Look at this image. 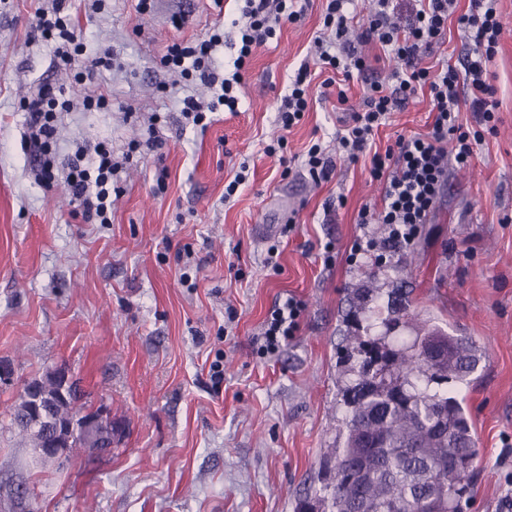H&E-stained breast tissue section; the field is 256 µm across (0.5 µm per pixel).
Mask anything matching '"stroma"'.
<instances>
[{
    "instance_id": "obj_1",
    "label": "stroma",
    "mask_w": 512,
    "mask_h": 512,
    "mask_svg": "<svg viewBox=\"0 0 512 512\" xmlns=\"http://www.w3.org/2000/svg\"><path fill=\"white\" fill-rule=\"evenodd\" d=\"M51 3L0 0V363L13 371L0 383V512H293L320 486L343 336L355 320L351 291L372 274L401 277L411 312L485 351L461 390L478 448L464 512H500L512 493V0H500L504 29L490 68L494 132L469 165L450 168L414 242L379 263L349 258L389 232L358 221L382 193L367 165L338 159L319 184L301 169L283 173L266 151L282 137L291 154L317 137L329 155L338 151L336 88L313 87V105L290 131L277 120L289 81L314 59L322 0L255 49L238 113H214L204 130L187 125L181 108L187 96L208 101L209 89L174 83L160 59L167 45L220 24L216 57L231 65L237 0H150L143 14L137 0H105L81 26L87 50H110L114 66L82 84L37 35L36 10ZM163 83L170 91L160 92ZM47 84L77 104L100 92L112 101L108 111L64 116L61 167L80 144L105 141L122 155L158 117L162 145L118 173L111 223H81L62 183L35 179L23 104ZM428 110L425 95L410 97L389 114L378 146L426 132ZM240 171L245 183L225 198ZM289 295L303 304L300 329L266 348L270 313ZM60 367L90 408L111 415V453L39 464L11 431L7 405Z\"/></svg>"
}]
</instances>
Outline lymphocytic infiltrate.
<instances>
[{
	"label": "lymphocytic infiltrate",
	"instance_id": "1",
	"mask_svg": "<svg viewBox=\"0 0 512 512\" xmlns=\"http://www.w3.org/2000/svg\"><path fill=\"white\" fill-rule=\"evenodd\" d=\"M323 26L334 33L333 39L315 36L316 62L324 72L323 87L336 80L351 81L364 74L367 64L356 44L349 39L357 18L347 9L351 0H325ZM499 0H471L465 13H458L456 0H369L362 26L361 41L381 48L384 54L401 61L392 83H367L358 110L352 111L336 138L341 152L351 161L370 153V173L383 183L379 206L362 207L358 221L388 225L389 234L375 242L381 256H389L417 237L427 223L448 175L449 163L466 166L474 155L481 134L464 132L459 122L462 107L481 113L484 121L493 118L495 89L487 75L498 50L503 32ZM309 0H241L239 16L233 24L238 29L239 47L231 74L221 73L214 53L224 42L220 31L195 44L172 43L161 58L164 67L181 77L199 80L211 90L208 103L193 97L182 101L181 113L193 125H203L207 113L225 109L238 111V88L242 73L254 50L272 39L281 23L301 21ZM85 4L71 6L69 0H54L51 11H38L37 27L45 41L53 43L54 52L64 62L82 54L80 14ZM405 11L404 21H397L398 11ZM472 43L474 50L463 67L452 64L433 66L426 58L434 45L448 31L449 21ZM311 71L301 65L281 97L278 120L283 129H291L308 112L311 104ZM427 92L430 100L428 131L410 137L398 136L385 152L375 151L374 136L390 112L417 92ZM72 103L63 88H52L24 105L25 137L36 150L40 177L46 185L62 180L66 191L77 201L76 216L85 224L112 221L114 176L121 165L111 148L98 143L93 149H77L65 172H57L52 155L56 123L60 114L70 111Z\"/></svg>",
	"mask_w": 512,
	"mask_h": 512
}]
</instances>
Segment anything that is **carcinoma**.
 Here are the masks:
<instances>
[{"instance_id":"cac0c4a2","label":"carcinoma","mask_w":512,"mask_h":512,"mask_svg":"<svg viewBox=\"0 0 512 512\" xmlns=\"http://www.w3.org/2000/svg\"><path fill=\"white\" fill-rule=\"evenodd\" d=\"M358 294L365 301L337 380L336 444L324 454L321 488L295 512H463L476 439L459 390L448 384L469 383L483 351L468 336L416 322L406 307L383 308L376 284ZM404 329L413 338L400 343ZM10 426L40 447L43 428L22 398L10 407Z\"/></svg>"}]
</instances>
